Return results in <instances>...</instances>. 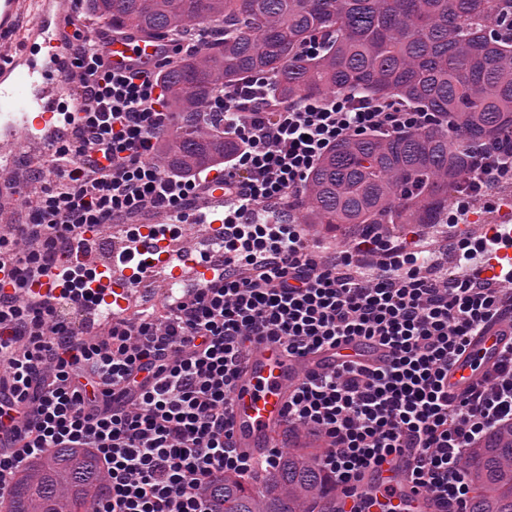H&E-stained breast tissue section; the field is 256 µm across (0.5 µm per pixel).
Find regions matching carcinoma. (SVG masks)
Instances as JSON below:
<instances>
[{"label": "carcinoma", "mask_w": 512, "mask_h": 512, "mask_svg": "<svg viewBox=\"0 0 512 512\" xmlns=\"http://www.w3.org/2000/svg\"><path fill=\"white\" fill-rule=\"evenodd\" d=\"M118 34L183 35L208 22L205 41L160 72L177 122L159 141L168 166L192 170L236 149L224 125L199 112L220 85L261 74L288 103L353 92L433 112V128L341 141L306 183L305 224L358 233L389 224H440L448 195L477 145L512 141V0H88ZM320 38L323 51L304 55ZM467 512H512V443L471 451ZM102 471L81 448H56L12 482L7 512H92L107 495ZM217 512H334L336 494L316 455L294 448L252 484L209 488Z\"/></svg>", "instance_id": "cac0c4a2"}]
</instances>
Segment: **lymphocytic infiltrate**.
<instances>
[{
  "mask_svg": "<svg viewBox=\"0 0 512 512\" xmlns=\"http://www.w3.org/2000/svg\"><path fill=\"white\" fill-rule=\"evenodd\" d=\"M66 41L83 116L51 153L55 181L27 221L0 235V273L18 288L0 296V503L18 470L72 446L91 453L108 482L93 512H214L216 478H250L282 457L273 448L257 458L232 441L231 394L246 350L269 340L302 356L362 340L385 349L383 363L349 360L309 375L290 397L289 422L329 438L317 463L333 490L349 491L372 465L406 452L415 487L441 512H461L472 448L512 420V345L463 394H449L448 368L470 336L512 322V290L492 287L480 264L512 246V228L464 247L471 275L436 279L421 274L418 253L373 230L325 257L296 225L252 220L255 209L298 197L337 142L425 130L434 113L349 93L283 104L260 74L218 88L202 109L223 116L235 153L211 170H169L156 157L173 119L157 73L113 72L82 24ZM509 176L512 147H477L447 223H465L468 194ZM217 179L229 201L224 249L240 264L214 269L184 301L118 319L92 340L54 317L56 305L91 294L92 278L65 272L67 290L52 305L23 295L82 225L188 210ZM356 252L381 261L371 273L351 271Z\"/></svg>",
  "mask_w": 512,
  "mask_h": 512,
  "instance_id": "1",
  "label": "lymphocytic infiltrate"
}]
</instances>
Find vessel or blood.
I'll return each mask as SVG.
<instances>
[{"mask_svg":"<svg viewBox=\"0 0 512 512\" xmlns=\"http://www.w3.org/2000/svg\"><path fill=\"white\" fill-rule=\"evenodd\" d=\"M66 18L43 14L35 34L42 40L40 50L58 66H66L68 51L62 39ZM104 50L113 70L153 67L167 53L160 42L130 33L107 41ZM27 50L15 58L0 52V130L8 135L9 146L0 151V168H13L16 147L27 144L33 131L44 132L50 141L59 136V100L69 90L63 77L48 76L37 58ZM76 236L84 247H74L58 255L55 269L29 285L28 291L41 297L62 291L61 271L92 269L102 273L104 290L90 301L65 307L72 325L85 327L88 318L109 321L125 309L132 289L142 281L162 273L167 288H175L185 272L207 280L206 263L192 251L174 250L170 243L153 239L148 227H140L136 250L125 251L99 224L80 227ZM512 343V327L494 323L480 334L469 337L465 351L457 356L448 371V389L463 394L474 382L496 366L500 352ZM379 350L361 341L337 349H325L304 357H292L273 342L252 345L243 370L235 380L231 400V432L234 445L253 456L267 448H323L327 441L307 430L286 431L288 400L295 388L310 374L320 373L337 363L354 359L376 362ZM337 512H440L432 495L414 489L407 458L390 457L360 482L355 491L339 496Z\"/></svg>","mask_w":512,"mask_h":512,"instance_id":"vessel-or-blood-1","label":"vessel or blood"}]
</instances>
